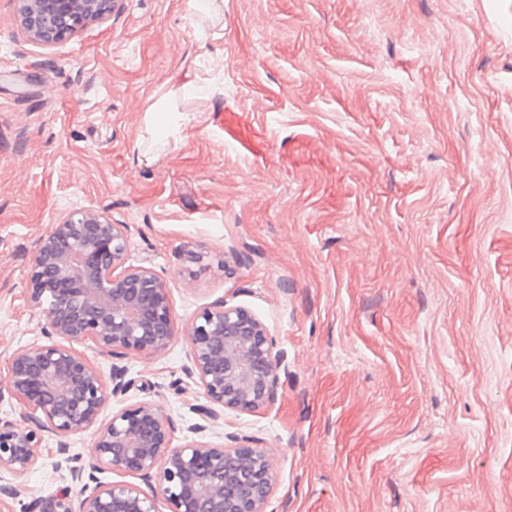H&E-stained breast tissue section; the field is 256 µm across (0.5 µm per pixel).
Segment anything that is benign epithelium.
<instances>
[{
	"instance_id": "obj_1",
	"label": "benign epithelium",
	"mask_w": 512,
	"mask_h": 512,
	"mask_svg": "<svg viewBox=\"0 0 512 512\" xmlns=\"http://www.w3.org/2000/svg\"><path fill=\"white\" fill-rule=\"evenodd\" d=\"M30 40L60 43L112 10V0H21ZM129 229L105 212L78 208L63 214L35 246L28 300L46 320V343L14 351L0 373V397L25 408L21 427L0 418V512H159L163 497L172 512H266L273 485L269 453L248 436L230 445L202 439L173 444V424L160 406L142 402L102 420L106 402L135 387L115 369L110 381L74 345L100 352L159 354L175 337L170 285L155 270L128 264ZM195 380L208 406L195 408L207 424L255 412L275 398L280 355L263 323L248 309L221 300L204 308L187 331ZM61 437L55 455L70 461L65 437L96 433L89 469L69 468V485L25 502L22 479L43 456L42 432ZM62 461V462H64ZM55 462V469L62 468ZM132 473L146 482L160 476V494L128 482L105 483L99 474Z\"/></svg>"
}]
</instances>
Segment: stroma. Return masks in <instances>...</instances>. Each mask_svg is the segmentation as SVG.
I'll use <instances>...</instances> for the list:
<instances>
[{
	"label": "stroma",
	"mask_w": 512,
	"mask_h": 512,
	"mask_svg": "<svg viewBox=\"0 0 512 512\" xmlns=\"http://www.w3.org/2000/svg\"><path fill=\"white\" fill-rule=\"evenodd\" d=\"M0 0V367L43 342L26 292L65 212L129 227L170 285L158 355L99 352L161 405L173 442L204 403L188 323L219 300L264 324L275 401L225 413L252 436L267 512H512V0H116L55 46ZM221 60L188 120L146 110ZM203 261H193V254ZM190 8L196 27L199 29L203 22L221 23L224 28V1L223 0H190Z\"/></svg>",
	"instance_id": "35a3bbf8"
}]
</instances>
